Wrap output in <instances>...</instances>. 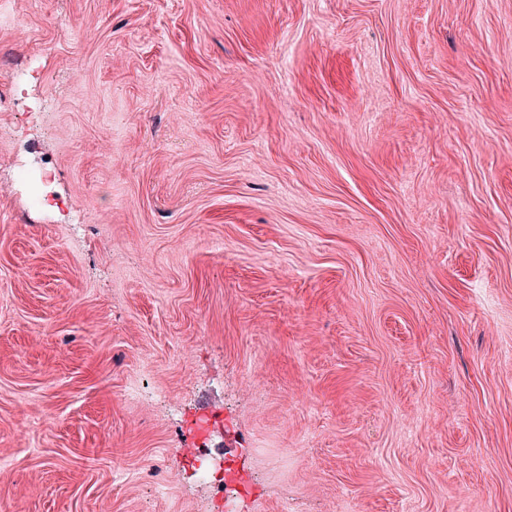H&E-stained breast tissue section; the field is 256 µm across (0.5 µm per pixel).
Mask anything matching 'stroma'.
<instances>
[{"label": "stroma", "mask_w": 512, "mask_h": 512, "mask_svg": "<svg viewBox=\"0 0 512 512\" xmlns=\"http://www.w3.org/2000/svg\"><path fill=\"white\" fill-rule=\"evenodd\" d=\"M9 14L0 512H512V0Z\"/></svg>", "instance_id": "1"}]
</instances>
